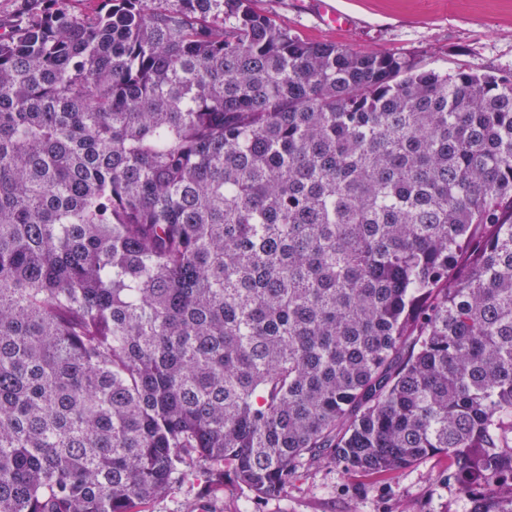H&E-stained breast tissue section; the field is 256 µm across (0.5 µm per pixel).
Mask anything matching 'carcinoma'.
Segmentation results:
<instances>
[{
    "instance_id": "1",
    "label": "carcinoma",
    "mask_w": 512,
    "mask_h": 512,
    "mask_svg": "<svg viewBox=\"0 0 512 512\" xmlns=\"http://www.w3.org/2000/svg\"><path fill=\"white\" fill-rule=\"evenodd\" d=\"M0 18V512L450 461L512 512V77L251 0Z\"/></svg>"
}]
</instances>
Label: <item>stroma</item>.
Returning <instances> with one entry per match:
<instances>
[{"label":"stroma","instance_id":"1","mask_svg":"<svg viewBox=\"0 0 512 512\" xmlns=\"http://www.w3.org/2000/svg\"><path fill=\"white\" fill-rule=\"evenodd\" d=\"M345 19L327 25L320 0H253V8L304 38L353 51L414 58L440 71L512 74V0H330ZM448 459L437 453L385 479L322 462L303 467L284 494L256 499L225 476L207 488L190 473L136 512H460Z\"/></svg>","mask_w":512,"mask_h":512}]
</instances>
